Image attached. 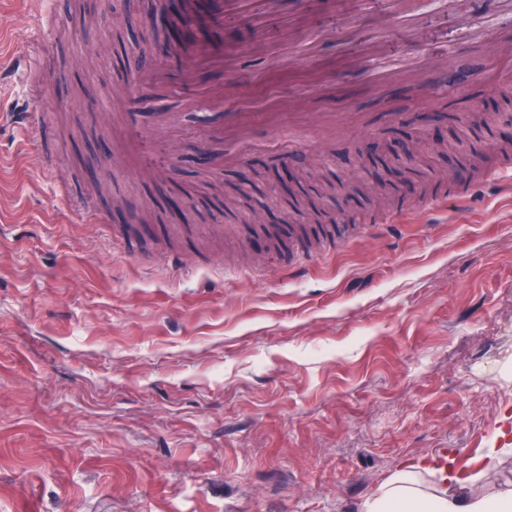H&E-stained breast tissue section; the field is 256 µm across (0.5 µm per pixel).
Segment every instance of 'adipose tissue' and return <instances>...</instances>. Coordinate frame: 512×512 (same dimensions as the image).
Wrapping results in <instances>:
<instances>
[{"mask_svg":"<svg viewBox=\"0 0 512 512\" xmlns=\"http://www.w3.org/2000/svg\"><path fill=\"white\" fill-rule=\"evenodd\" d=\"M453 470L441 471L433 484L422 480V467L407 464L385 480L365 504V512H512V489L485 496L449 493L461 484Z\"/></svg>","mask_w":512,"mask_h":512,"instance_id":"obj_1","label":"adipose tissue"}]
</instances>
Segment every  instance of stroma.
I'll return each mask as SVG.
<instances>
[{
  "label": "stroma",
  "instance_id": "1",
  "mask_svg": "<svg viewBox=\"0 0 512 512\" xmlns=\"http://www.w3.org/2000/svg\"><path fill=\"white\" fill-rule=\"evenodd\" d=\"M155 2L0 0V512H364L402 465L441 454L482 471L473 493L512 489V452L486 454L512 439V159L495 153L512 131V16L468 0L500 47L491 74L450 0H421L416 43L371 0L356 25L390 61L447 53L459 70L380 90L339 69L362 49L324 0L294 24L333 37L292 68L270 54L278 21L225 19V47L252 48L206 79L225 111L291 100L341 119L320 142L255 125L244 164L263 176L230 215L200 191L244 166L201 162L209 103L182 120L189 145L151 135L182 89L126 97L138 54L166 39L141 25ZM50 17L70 40L46 34ZM37 43L47 82L31 98L9 63ZM23 108L42 138L3 121ZM400 136L466 145L410 170L363 160ZM474 150L498 184L466 168ZM315 157L345 209L311 195ZM451 178L472 196H444ZM381 179L386 210L355 193ZM291 188L319 212L303 236L279 220Z\"/></svg>",
  "mask_w": 512,
  "mask_h": 512
}]
</instances>
